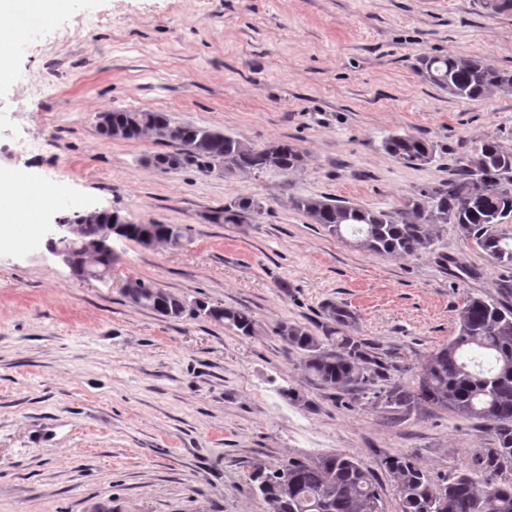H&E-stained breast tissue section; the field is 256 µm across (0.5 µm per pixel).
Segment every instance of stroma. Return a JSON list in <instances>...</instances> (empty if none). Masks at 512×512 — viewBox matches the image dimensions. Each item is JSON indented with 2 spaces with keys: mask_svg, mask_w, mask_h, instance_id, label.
Listing matches in <instances>:
<instances>
[{
  "mask_svg": "<svg viewBox=\"0 0 512 512\" xmlns=\"http://www.w3.org/2000/svg\"><path fill=\"white\" fill-rule=\"evenodd\" d=\"M23 42L0 79V174L66 192L41 225L97 210L190 231L179 247L111 239V275L84 281L19 212L0 222V512H269L255 466L331 453L366 462L396 512L385 454L416 455L438 478L491 447L479 421L321 387L273 329L322 337L326 306H344L360 339L412 364L456 336L467 297L512 305L501 287L512 273L455 225L438 228L432 251L380 257L291 203L390 210L448 179L473 141L512 152V92L455 99L417 70L423 56L469 54L512 71L511 13L477 0H77ZM114 110L163 112L250 145L285 140L306 162L167 172L148 163L166 150L158 135H100L99 113ZM392 133L428 140L431 160L388 155ZM244 195L264 204L258 223L211 222ZM130 278L249 310L256 332L162 317L124 295Z\"/></svg>",
  "mask_w": 512,
  "mask_h": 512,
  "instance_id": "stroma-1",
  "label": "stroma"
}]
</instances>
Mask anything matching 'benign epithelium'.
Listing matches in <instances>:
<instances>
[{"label": "benign epithelium", "mask_w": 512, "mask_h": 512, "mask_svg": "<svg viewBox=\"0 0 512 512\" xmlns=\"http://www.w3.org/2000/svg\"><path fill=\"white\" fill-rule=\"evenodd\" d=\"M99 127L110 140L122 139L126 134L125 127L112 124L110 111L100 113ZM103 216L104 213L99 211H85L75 213L72 219L57 220L46 230L47 249L73 270L83 255L112 252L108 239L120 235L122 229L119 226L106 229L98 236L87 233L89 225L103 223Z\"/></svg>", "instance_id": "1"}]
</instances>
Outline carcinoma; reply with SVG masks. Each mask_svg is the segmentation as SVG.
Returning <instances> with one entry per match:
<instances>
[{
	"instance_id": "obj_1",
	"label": "carcinoma",
	"mask_w": 512,
	"mask_h": 512,
	"mask_svg": "<svg viewBox=\"0 0 512 512\" xmlns=\"http://www.w3.org/2000/svg\"><path fill=\"white\" fill-rule=\"evenodd\" d=\"M489 14L512 12V0H478ZM423 77L449 95L476 101L496 92L512 91V72L500 70L479 56H432L421 61ZM112 121L125 126L128 140L149 131L171 129L164 112L114 111ZM207 140L202 165L207 172L224 165L228 175L288 171L301 167L305 154L286 140L255 147L220 130L185 124L167 136L175 153L199 140ZM383 149L395 159L414 165L430 160L428 141L409 134H393ZM293 207L310 223L374 255L405 258L426 252L434 244L436 229L457 226L487 257L512 266V235L498 229L512 220V152L493 138L473 145L451 176L418 188L391 210H373L347 201L297 196ZM264 206L253 196H239L213 211L220 224H253ZM132 302L159 315L177 319L184 300L150 280L141 281L140 296ZM196 309L244 336L254 334L256 321L245 309L207 306ZM325 336L340 335L336 349L323 347L322 339L298 324L282 322L275 329L287 345L300 354L299 364L324 388L363 397L380 408L410 410L430 407L459 417L490 424L491 448L475 449L467 470L436 480L413 454H386L381 465L393 478L399 512H512V305L470 296L458 313L459 330L448 344L429 353L418 364L386 363L374 347L351 334L357 323L348 309L327 307ZM411 374L414 383L395 379L390 371ZM270 512H386L372 468L343 453L313 461L290 460L270 470L251 474Z\"/></svg>"
}]
</instances>
